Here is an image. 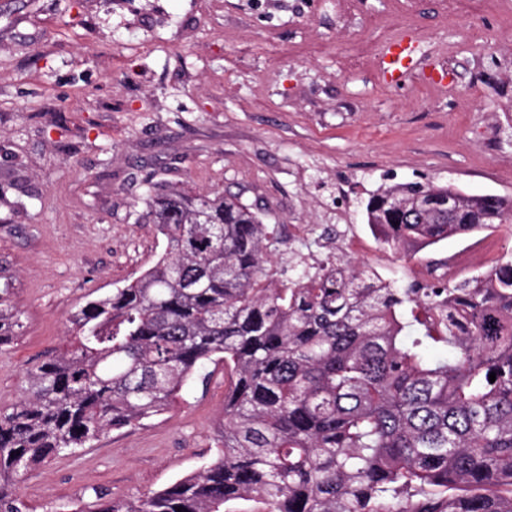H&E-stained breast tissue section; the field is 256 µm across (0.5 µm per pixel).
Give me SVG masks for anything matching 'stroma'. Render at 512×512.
I'll list each match as a JSON object with an SVG mask.
<instances>
[{
	"label": "stroma",
	"mask_w": 512,
	"mask_h": 512,
	"mask_svg": "<svg viewBox=\"0 0 512 512\" xmlns=\"http://www.w3.org/2000/svg\"><path fill=\"white\" fill-rule=\"evenodd\" d=\"M0 0V263L24 331L0 348V407L61 348L68 317L153 266L150 191L239 195L263 213L278 269L340 246L406 286L498 258L512 221L409 260L363 218L380 186L453 184L512 196V0ZM418 40L396 86L375 62ZM448 68L447 90L426 74ZM334 242L321 240L323 228ZM167 413L31 472L28 512L102 490H158L217 451L224 367Z\"/></svg>",
	"instance_id": "1"
}]
</instances>
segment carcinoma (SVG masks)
<instances>
[{
  "instance_id": "obj_1",
  "label": "carcinoma",
  "mask_w": 512,
  "mask_h": 512,
  "mask_svg": "<svg viewBox=\"0 0 512 512\" xmlns=\"http://www.w3.org/2000/svg\"><path fill=\"white\" fill-rule=\"evenodd\" d=\"M380 188L365 218L409 257L512 218V198ZM165 249L69 317L65 346L0 408V512L33 469L170 409L224 364L215 458L72 512H512V249L471 277L397 288L346 255L275 278L264 216L235 194L152 196ZM0 271V348L22 335ZM496 380L489 381L490 373Z\"/></svg>"
}]
</instances>
